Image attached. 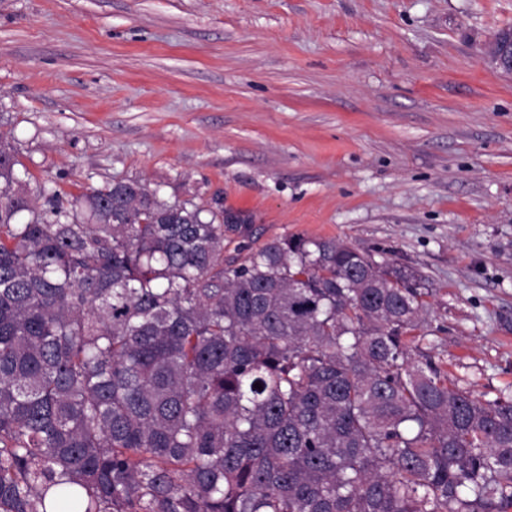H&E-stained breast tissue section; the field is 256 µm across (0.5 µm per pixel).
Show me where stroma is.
<instances>
[{
  "mask_svg": "<svg viewBox=\"0 0 512 512\" xmlns=\"http://www.w3.org/2000/svg\"><path fill=\"white\" fill-rule=\"evenodd\" d=\"M512 0H0L30 189L137 180L423 277L414 356L512 398ZM491 51L494 52L493 63L499 69L509 68L512 71V33L495 37Z\"/></svg>",
  "mask_w": 512,
  "mask_h": 512,
  "instance_id": "obj_1",
  "label": "stroma"
}]
</instances>
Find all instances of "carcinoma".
Listing matches in <instances>:
<instances>
[{"instance_id":"1","label":"carcinoma","mask_w":512,"mask_h":512,"mask_svg":"<svg viewBox=\"0 0 512 512\" xmlns=\"http://www.w3.org/2000/svg\"><path fill=\"white\" fill-rule=\"evenodd\" d=\"M17 165L1 132L0 512L512 509V400L412 357L417 271Z\"/></svg>"}]
</instances>
